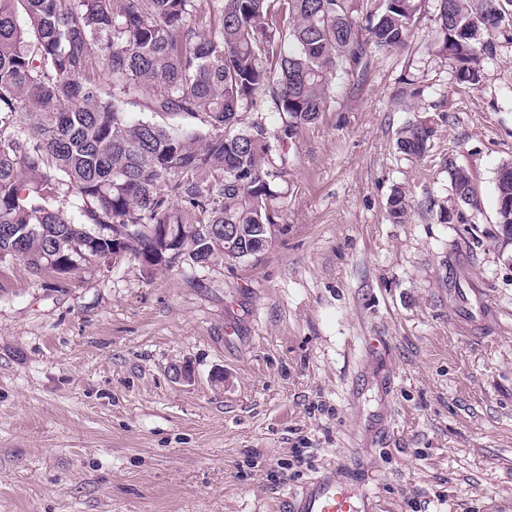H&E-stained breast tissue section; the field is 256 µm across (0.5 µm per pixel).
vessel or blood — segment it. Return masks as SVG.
I'll return each instance as SVG.
<instances>
[{
  "label": "vessel or blood",
  "instance_id": "vessel-or-blood-1",
  "mask_svg": "<svg viewBox=\"0 0 512 512\" xmlns=\"http://www.w3.org/2000/svg\"><path fill=\"white\" fill-rule=\"evenodd\" d=\"M289 512H376L364 479L343 476L335 469L313 478L288 500Z\"/></svg>",
  "mask_w": 512,
  "mask_h": 512
}]
</instances>
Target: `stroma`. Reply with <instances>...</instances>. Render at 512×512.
I'll return each instance as SVG.
<instances>
[{
	"mask_svg": "<svg viewBox=\"0 0 512 512\" xmlns=\"http://www.w3.org/2000/svg\"><path fill=\"white\" fill-rule=\"evenodd\" d=\"M436 6L422 0L405 47L335 79L261 253L151 276L93 261L62 280L0 259V512H286L333 465L362 468L378 512H512V242L495 194L512 39L459 82ZM424 117L415 160L397 133ZM452 164L477 208L457 203Z\"/></svg>",
	"mask_w": 512,
	"mask_h": 512,
	"instance_id": "35a3bbf8",
	"label": "stroma"
}]
</instances>
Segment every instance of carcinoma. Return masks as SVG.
Instances as JSON below:
<instances>
[{"instance_id":"cac0c4a2","label":"carcinoma","mask_w":512,"mask_h":512,"mask_svg":"<svg viewBox=\"0 0 512 512\" xmlns=\"http://www.w3.org/2000/svg\"><path fill=\"white\" fill-rule=\"evenodd\" d=\"M366 2L362 26L356 0H0V258L65 276L93 259L152 273L264 250L290 145L332 76L405 45L421 4ZM437 2V41L477 85L512 0ZM204 4L219 22L201 31ZM100 67L107 90L89 77ZM263 103L280 126L243 122ZM433 135L411 122L397 148L419 159ZM450 178L458 203L478 207L470 173ZM495 193L512 239V164ZM387 210L402 224L410 205L398 191Z\"/></svg>"}]
</instances>
